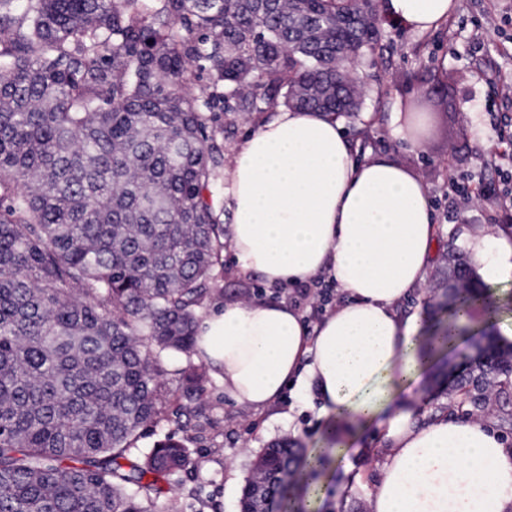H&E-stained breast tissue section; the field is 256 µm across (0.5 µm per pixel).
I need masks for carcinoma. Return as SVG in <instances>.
Instances as JSON below:
<instances>
[{
	"label": "carcinoma",
	"mask_w": 512,
	"mask_h": 512,
	"mask_svg": "<svg viewBox=\"0 0 512 512\" xmlns=\"http://www.w3.org/2000/svg\"><path fill=\"white\" fill-rule=\"evenodd\" d=\"M377 41L359 0H0V512H154L196 469L180 440L132 449L224 267V113L355 112L337 54ZM182 375L190 414L205 368ZM460 387L512 427L506 361ZM294 466L263 449L240 512H277L257 474Z\"/></svg>",
	"instance_id": "carcinoma-1"
}]
</instances>
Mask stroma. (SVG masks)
Instances as JSON below:
<instances>
[{"label":"stroma","instance_id":"1","mask_svg":"<svg viewBox=\"0 0 512 512\" xmlns=\"http://www.w3.org/2000/svg\"><path fill=\"white\" fill-rule=\"evenodd\" d=\"M457 8L438 30L419 33L391 26L386 0H374L381 20L378 47L357 63L367 93L357 115L341 125L348 137L365 140L368 155L387 154L410 166L427 184L440 244L425 282L402 302L405 314L420 313L421 337L444 326L449 312L442 302L452 251L467 252L471 238L512 235V202L487 204L482 194L504 192L503 174L512 173V0H456ZM422 108L430 121L419 144L394 136L392 113ZM284 288L257 275L240 274L232 250L224 252V270L208 301L197 309L204 317L225 300L282 299ZM477 332L466 328L455 347L435 351L430 368L414 390L398 401L411 407L418 422L454 413V394L444 377ZM298 400L285 392L268 413L252 414L230 399L215 370H207L196 403L198 415L165 411L137 447L147 450L167 437L193 449L200 467L193 474L162 478L156 512H239L241 489L260 448L288 440L309 458L320 429L315 410L289 413ZM379 439L365 431L345 459L327 465L316 477L325 485L315 512H371V493L382 471L369 448Z\"/></svg>","mask_w":512,"mask_h":512}]
</instances>
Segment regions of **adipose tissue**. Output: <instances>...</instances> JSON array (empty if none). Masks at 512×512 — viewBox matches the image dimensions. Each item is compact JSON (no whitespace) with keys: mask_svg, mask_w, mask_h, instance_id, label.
<instances>
[{"mask_svg":"<svg viewBox=\"0 0 512 512\" xmlns=\"http://www.w3.org/2000/svg\"><path fill=\"white\" fill-rule=\"evenodd\" d=\"M454 0H388L415 31L444 23ZM230 243L242 273L302 286L327 277L348 299L315 327L290 301L227 302L199 326L196 351L224 392L253 413L285 388L316 394L318 450L344 454L359 429L381 434L371 512H512V447L481 419L417 424L397 403L428 365L418 316L400 301L438 246L428 187L389 156L356 161L336 117L276 108L224 168ZM482 282L512 279V239L469 243Z\"/></svg>","mask_w":512,"mask_h":512,"instance_id":"ef3b65f1","label":"adipose tissue"}]
</instances>
